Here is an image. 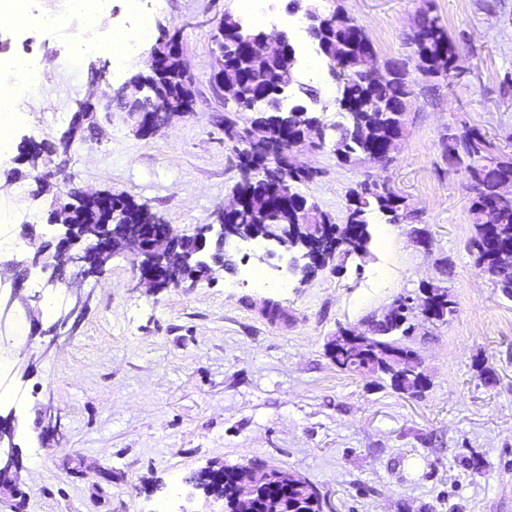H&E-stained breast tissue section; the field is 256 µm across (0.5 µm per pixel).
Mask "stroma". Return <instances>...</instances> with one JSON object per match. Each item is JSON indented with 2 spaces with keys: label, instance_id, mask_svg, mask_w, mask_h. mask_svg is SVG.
<instances>
[{
  "label": "stroma",
  "instance_id": "35a3bbf8",
  "mask_svg": "<svg viewBox=\"0 0 512 512\" xmlns=\"http://www.w3.org/2000/svg\"><path fill=\"white\" fill-rule=\"evenodd\" d=\"M362 25L380 60L408 58L407 36L431 5L461 61L448 79L417 94L395 160L341 162L331 146L295 149L317 172L299 191L336 218L364 181L387 183L415 219L378 235L375 212L366 256L328 263L309 277L257 246L229 245L233 266L189 288L147 293L128 254L80 293L57 289L38 301L36 319L13 308L0 324V413L14 414L22 469L21 512H224L188 477L218 462L261 463L313 484L326 512H512V299L476 266L475 234L462 170L441 143L466 121L512 153V0H338ZM279 19L264 32L287 33L302 64L300 82L319 91L327 135L345 118L328 68L311 72L316 48L290 0H266ZM240 0H162L152 36L116 58L78 55L70 33L35 36L41 92L0 156V279L25 226L46 233L51 194L41 193L19 144L52 145L42 168L83 191L127 195L177 233L215 221L241 179L224 139V105L210 84L213 29ZM179 33L194 79L193 111L148 138L111 107L113 88L146 69L155 37ZM104 67L93 79L91 65ZM100 107L95 128L60 144L79 102ZM428 284L447 287L457 312L446 323L416 322L403 345L417 355L426 384L416 395L388 376L341 370L327 344L342 328L371 334L396 300ZM79 328L57 339L35 334L76 298ZM281 315L270 318L267 302ZM493 384H485L482 371Z\"/></svg>",
  "mask_w": 512,
  "mask_h": 512
}]
</instances>
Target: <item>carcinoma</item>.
I'll return each mask as SVG.
<instances>
[{
    "instance_id": "obj_1",
    "label": "carcinoma",
    "mask_w": 512,
    "mask_h": 512,
    "mask_svg": "<svg viewBox=\"0 0 512 512\" xmlns=\"http://www.w3.org/2000/svg\"><path fill=\"white\" fill-rule=\"evenodd\" d=\"M305 9L325 18L317 28L314 43L327 67L336 70L340 83V96L336 103L347 113L346 122L337 128L329 141L336 157L347 162L362 157L372 160L383 141L395 139L399 149L406 137L405 116L418 78L436 79L441 70L456 68L458 54L448 36V30L437 16L424 11L420 14L408 37L413 47L414 70L407 64L389 61L383 74L372 79L366 74L377 52L371 39L358 22L340 7L324 11L307 0ZM259 32L245 28L241 20L226 12L217 23L213 35L216 45L224 52V89L232 92V100L224 103V139L238 152L243 171L236 190L243 197V207L233 218L245 234H288L289 244L300 249L310 234L308 227L299 222L296 212L282 201L297 193L296 185L314 179L313 172H295L279 159H266L250 153L246 142L247 127L239 126L230 114L252 111V94L265 97L266 110L255 120L263 123L272 133L283 129L299 133L304 126L320 124L314 111L289 112L280 108L285 93H293V104L303 106L318 101L319 92L310 85L294 81V71L288 68V59L274 56L264 69L252 66L245 49ZM150 96L168 108L194 104L195 95L190 85L180 80L175 72L158 71L149 79ZM448 163L464 169L467 188L472 193L470 213L475 227L473 247L477 250L478 267L503 295L512 297V199L498 195L501 183L512 179V155L498 153L490 140L478 130L465 124L448 129ZM74 188L63 189V200L72 207L70 222L80 232L101 224V231L117 238L127 224H145L155 231H170L172 226L143 204L122 195L117 203L122 206L124 219L120 223H107L105 214L77 201ZM308 222L328 225L327 239L334 247L335 256L346 258L356 247L367 252L370 242L368 214L378 211L399 223L413 218L403 197L376 182L364 181L348 193L342 222L330 213L309 202ZM213 264L229 267L224 241L214 236L209 243ZM434 299L441 312L451 319L457 312V303L445 287L434 288ZM416 305L392 319L378 322L376 335L365 344L350 345L341 337L331 343L330 354L336 366L352 372H391L392 362L398 356L410 355L412 350L393 338L399 331L407 336L411 332V319ZM391 385L398 391L417 393L418 375L409 374L402 379L391 377ZM208 493L224 498L225 512H236L235 500L243 487H253L260 497L271 499L275 512H321L319 494L305 479L276 468L253 466H224V483L212 482L205 471H198L185 479Z\"/></svg>"
}]
</instances>
